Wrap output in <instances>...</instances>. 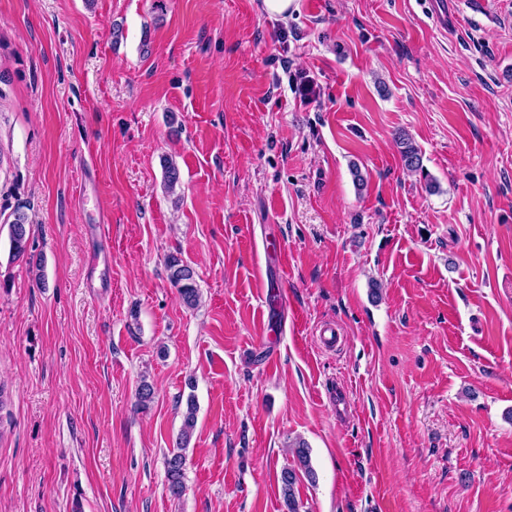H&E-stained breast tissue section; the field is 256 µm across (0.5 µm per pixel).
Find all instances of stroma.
<instances>
[{
  "instance_id": "1",
  "label": "stroma",
  "mask_w": 512,
  "mask_h": 512,
  "mask_svg": "<svg viewBox=\"0 0 512 512\" xmlns=\"http://www.w3.org/2000/svg\"><path fill=\"white\" fill-rule=\"evenodd\" d=\"M0 387V512H512V0H0ZM397 138L404 168L411 172H423L422 155L418 147L404 133H399ZM12 215L14 219L9 224L10 252L16 259L24 256L29 248L30 223L28 216L19 208ZM168 278L170 283L177 288L181 300L188 309H195L201 299L199 288L196 284V272L188 264H184L178 258H172L168 262ZM197 404L195 398L190 396L186 402V409L183 413V425L180 431L176 448L166 458V479L167 489L174 498H179L184 490V475L186 468V449L196 425Z\"/></svg>"
}]
</instances>
